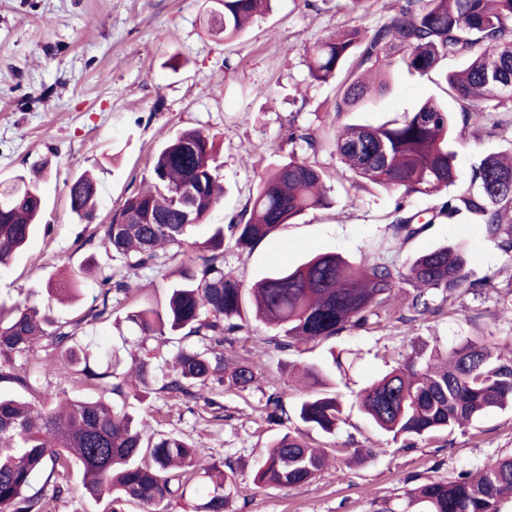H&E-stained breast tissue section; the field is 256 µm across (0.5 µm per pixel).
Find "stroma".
I'll return each mask as SVG.
<instances>
[{
    "instance_id": "35a3bbf8",
    "label": "stroma",
    "mask_w": 512,
    "mask_h": 512,
    "mask_svg": "<svg viewBox=\"0 0 512 512\" xmlns=\"http://www.w3.org/2000/svg\"><path fill=\"white\" fill-rule=\"evenodd\" d=\"M398 0H369L349 11L345 0H273L272 10L254 20L237 40H225L214 24L216 0H0V181L47 162L41 185L46 231L37 232L12 266L0 270V301L28 300L50 306L52 317L68 320L89 307L98 293L96 278L82 281L72 304H47L46 286L76 274L87 257L98 268L114 262L87 241L84 224L71 212L66 181L88 171L99 183V221L139 188L155 152L175 133L197 128L214 135L224 163V199L208 224L192 229L191 240L208 235L209 224L228 223L247 205L270 163L300 150L294 134H319L334 126L336 84L309 76L307 48L352 26L372 27L390 18ZM456 110L439 72H394L388 88L366 108L351 113L354 123L379 125L413 110L427 98ZM512 150V129L467 130L460 162L470 170L489 154ZM315 161L327 174L330 208L314 210L281 227L246 257L226 252L224 265L244 285L269 271L291 267L305 256L336 252L357 260L367 245L389 236L397 196L353 183L330 149ZM468 252L472 277H492L479 294L448 299L443 312L402 323L400 300L367 330L331 341L309 342L290 351L274 348L273 332L254 316L224 356L259 360L252 385L224 394V419L206 420L201 403L150 394L146 402L124 401L131 411L149 405L153 430L191 439L214 461L237 468V484L227 512H378L382 504L404 502L408 490L430 480L476 472L512 454V410L495 411L455 431L447 439H421L414 447L375 429L359 412L360 389L389 372L396 360L423 345L448 348L464 338L484 336L512 353V322L501 316L512 297V255L485 238L481 225L458 220L430 225L387 258L398 267L442 244ZM139 286L113 304L111 316L86 326L78 341L104 342L118 350L123 365L145 356L150 344L126 315L141 304L162 306L167 280L141 272ZM352 362L334 388L345 420L333 434L307 429L310 443L324 448H369L363 463L336 461L311 483L259 488L252 482L260 448L288 432L268 422L262 407L280 392L286 406L307 393L299 369L327 364L331 351Z\"/></svg>"
}]
</instances>
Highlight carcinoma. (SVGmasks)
Masks as SVG:
<instances>
[{"label":"carcinoma","mask_w":512,"mask_h":512,"mask_svg":"<svg viewBox=\"0 0 512 512\" xmlns=\"http://www.w3.org/2000/svg\"><path fill=\"white\" fill-rule=\"evenodd\" d=\"M219 2L220 30L224 39L233 40L270 11L272 0ZM308 54L314 81L328 83L343 70L348 78L336 90L331 135L303 133L299 139L314 155L326 145L333 148L353 181L399 193L391 240L405 242L430 224L466 215L504 252H512V153L486 156L472 167L468 187L445 195L444 190L463 181L455 113L429 98L400 119L378 126L342 121L375 89L386 86L383 79L368 81V74L384 76L402 68L426 75L456 58L464 61L463 67L442 73V78L460 103L463 126L512 127V93L498 87L512 84V0H403L383 23L336 32ZM222 168L215 137L201 129L176 133L156 152L150 185L127 196L88 237L120 262L99 275L93 304L62 322L26 302L8 308L0 304V383L37 398L31 402L0 394V512H54L69 492L63 479L73 467L81 476L82 496L108 497L107 512H125L130 503L140 512H158L161 503L182 495L183 478L200 470L208 484L197 512H226L236 485L231 464L202 465L209 450L179 436L144 437L142 421L101 396L60 397L43 387L46 368L67 380L126 395L127 381L117 364L92 368L76 335L110 314L112 295L132 291L142 270L164 273L177 256L188 255L173 271L163 309L144 305L127 314L141 335L154 342L153 358L165 359L168 347L177 344L173 368L158 372L142 360L135 366L136 377L143 388L156 385L169 398H201L217 414L224 409L217 399L221 389H247L258 368V362L242 358L229 371L222 352L244 329L247 294L256 319L276 331L275 346L284 350L363 329L397 296L406 309L400 320L411 323L440 313L450 297L492 286L488 277L471 278L466 250L459 246L418 255L403 270L386 260L388 247L382 241L358 262L335 252L317 253L245 289L224 268L226 248L249 254L282 226L329 207L326 173L294 153L271 163L244 210L230 223L213 226L206 240L191 242L190 229L207 223L223 198ZM40 179L39 171L32 177L17 175L0 191V268L10 266L41 223ZM187 186L195 196L186 223L176 197ZM67 188L72 212L80 222H92L97 180L82 173ZM438 193L439 203L426 222H419V213L406 211L410 198ZM79 291L77 277L48 286L49 297L58 302L74 299ZM42 342L48 366H14L16 357ZM329 376L320 367L303 368L302 379L314 391L291 410L279 392L271 393L267 418L280 423L294 418L305 427L334 433L344 410L336 395L325 391ZM357 402L375 427L406 447L431 435L449 436L492 410L512 408V357L497 353L495 344L483 337H467L444 352L423 348L363 388ZM260 456L253 474L259 488L308 483L329 459L298 428L277 438ZM511 498L512 456H507L474 476L419 485L408 492L400 511L385 505L376 512H499L500 504Z\"/></svg>","instance_id":"1"}]
</instances>
